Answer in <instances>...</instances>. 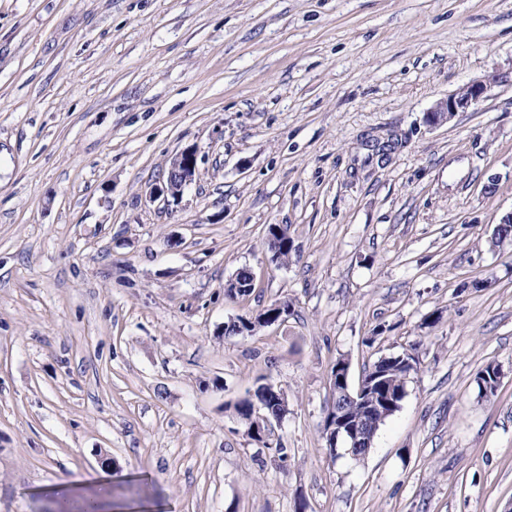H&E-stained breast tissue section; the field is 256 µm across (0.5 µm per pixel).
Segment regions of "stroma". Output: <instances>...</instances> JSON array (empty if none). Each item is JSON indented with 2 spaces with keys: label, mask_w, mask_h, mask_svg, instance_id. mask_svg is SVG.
<instances>
[{
  "label": "stroma",
  "mask_w": 512,
  "mask_h": 512,
  "mask_svg": "<svg viewBox=\"0 0 512 512\" xmlns=\"http://www.w3.org/2000/svg\"><path fill=\"white\" fill-rule=\"evenodd\" d=\"M510 212L512 0H0V512H79L49 489L103 457L167 512H512ZM407 351L367 455H331L336 358ZM266 382L259 443L234 405ZM490 90V81H475L462 90L438 101L432 110L427 113V120L432 125L447 122L451 120L457 112H462L478 104L487 96ZM197 153V147L190 146L171 158L163 177L152 184L147 192L150 202L160 201L170 206L181 200L185 189L195 179ZM288 318V311L284 308H281L277 312H272L268 315H262L260 321L263 325H272L278 322H284ZM237 321L240 322V326L235 322L232 325H227L224 328V336L225 338L243 336L244 333L249 334L253 332L257 326H261V323L257 320L252 322L251 319L248 318H238Z\"/></svg>",
  "instance_id": "35a3bbf8"
}]
</instances>
